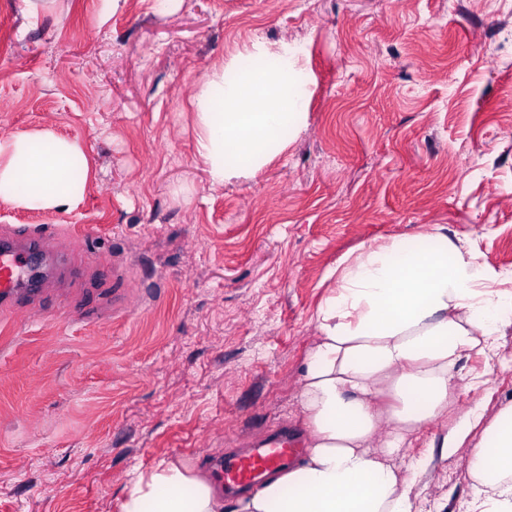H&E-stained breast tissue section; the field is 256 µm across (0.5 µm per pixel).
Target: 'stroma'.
Wrapping results in <instances>:
<instances>
[{"label": "stroma", "mask_w": 512, "mask_h": 512, "mask_svg": "<svg viewBox=\"0 0 512 512\" xmlns=\"http://www.w3.org/2000/svg\"><path fill=\"white\" fill-rule=\"evenodd\" d=\"M258 42L302 45L305 121L217 186L192 101ZM44 131L91 171L69 211L0 200V234L53 227L74 269L0 316V512H121L132 467L212 476L302 432L323 276L353 250L442 224L512 270V0H0V140ZM510 403L512 331L398 466ZM481 440L422 476L425 512H464Z\"/></svg>", "instance_id": "1"}]
</instances>
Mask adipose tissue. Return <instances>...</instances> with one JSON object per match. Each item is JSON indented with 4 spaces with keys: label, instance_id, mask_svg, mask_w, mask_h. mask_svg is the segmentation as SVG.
I'll return each instance as SVG.
<instances>
[{
    "label": "adipose tissue",
    "instance_id": "1",
    "mask_svg": "<svg viewBox=\"0 0 512 512\" xmlns=\"http://www.w3.org/2000/svg\"><path fill=\"white\" fill-rule=\"evenodd\" d=\"M277 60L269 65L260 47L233 83L217 71L200 85L197 153L212 184L260 169L284 147V130L300 124L289 93L296 62L284 52ZM88 175L77 141L49 133L0 141V198L26 209L74 206ZM325 279L331 293L316 310L301 377L303 457L231 500L187 463L163 458L129 472L122 512H417L419 474L477 428L484 444L466 465L467 512H512V404L490 421L474 407L410 468L393 463L447 413L459 363L491 357L512 327V270L435 224L415 240L348 253Z\"/></svg>",
    "mask_w": 512,
    "mask_h": 512
}]
</instances>
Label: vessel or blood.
<instances>
[{
    "label": "vessel or blood",
    "instance_id": "1",
    "mask_svg": "<svg viewBox=\"0 0 512 512\" xmlns=\"http://www.w3.org/2000/svg\"><path fill=\"white\" fill-rule=\"evenodd\" d=\"M44 228L20 230L0 242V310L12 311L21 289L37 285L35 271H47L44 258L49 239ZM298 454L292 440L278 436L252 448L244 456L230 455L218 466L225 490L261 484L266 473L289 467Z\"/></svg>",
    "mask_w": 512,
    "mask_h": 512
}]
</instances>
